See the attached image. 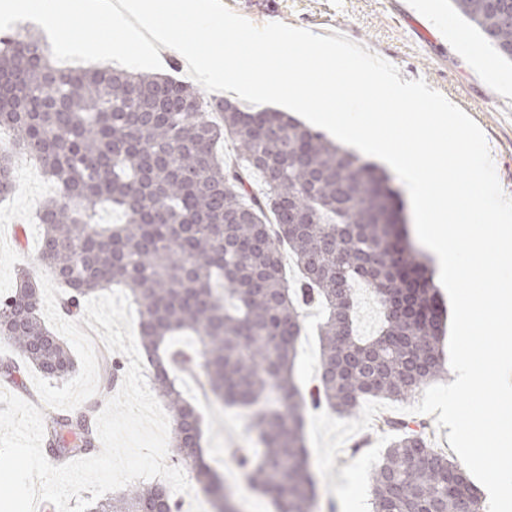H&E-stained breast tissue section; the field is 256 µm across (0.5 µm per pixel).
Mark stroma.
<instances>
[{"label": "stroma", "instance_id": "obj_1", "mask_svg": "<svg viewBox=\"0 0 512 512\" xmlns=\"http://www.w3.org/2000/svg\"><path fill=\"white\" fill-rule=\"evenodd\" d=\"M233 12L262 26L282 22L329 36L341 33L366 46L395 65L408 79H423L429 87L465 111L483 130L497 176L505 193L512 196V96L502 94L503 84L512 85V64L495 59L481 34L460 16L452 14L448 0H223ZM467 35L456 44L450 30ZM21 171L11 196L0 199V293L15 287L14 269L23 266L40 276L46 266L39 259L42 228L37 214L47 201L49 180L35 161L19 158ZM317 308H309L295 363V381L301 391L316 382L320 346ZM383 409L371 426L350 436L329 479H317L315 503L319 512H341L329 484L340 483V471L357 459L360 441L375 445L380 423L393 417ZM201 444L212 467L224 475L239 476L240 470L225 463L230 448H246L256 438L244 410L213 405L202 415Z\"/></svg>", "mask_w": 512, "mask_h": 512}]
</instances>
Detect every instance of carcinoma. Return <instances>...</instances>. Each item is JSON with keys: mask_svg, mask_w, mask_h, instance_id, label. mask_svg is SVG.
I'll use <instances>...</instances> for the list:
<instances>
[{"mask_svg": "<svg viewBox=\"0 0 512 512\" xmlns=\"http://www.w3.org/2000/svg\"><path fill=\"white\" fill-rule=\"evenodd\" d=\"M493 53L512 62V0H449ZM0 195L16 186L19 157L37 160L60 195L41 208L40 258L68 288L64 312L123 285L138 308V338L156 395L173 418V441L213 512H235L224 477L200 443L196 406L170 376L171 335L189 330L199 348L182 371L200 373L213 399L250 411L257 433L237 462L278 512H311L314 480L304 445L307 403L351 417L368 397L403 401L447 373L445 310L422 252L407 238L400 192L380 168L298 119L209 97L172 76L111 67L61 68L24 27L0 33ZM230 143L235 159L216 148ZM116 206L118 225L99 224ZM288 248L301 277L285 274ZM0 296V338L20 360H0V379L21 365L48 378L75 370L66 345L39 315L27 269ZM383 317L358 336L356 284ZM316 303L319 385L311 399L294 381L302 305ZM119 366L105 358L99 396ZM100 400L45 412L44 449L60 463L97 447ZM396 433L371 476V512H482L462 469L433 448L423 425L387 418ZM91 512H176L163 482L133 485Z\"/></svg>", "mask_w": 512, "mask_h": 512, "instance_id": "carcinoma-1", "label": "carcinoma"}]
</instances>
